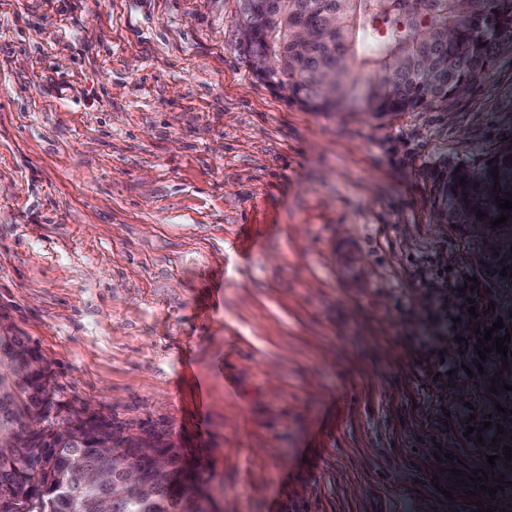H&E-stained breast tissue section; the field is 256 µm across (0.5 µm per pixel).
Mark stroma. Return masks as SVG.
I'll list each match as a JSON object with an SVG mask.
<instances>
[{"mask_svg": "<svg viewBox=\"0 0 512 512\" xmlns=\"http://www.w3.org/2000/svg\"><path fill=\"white\" fill-rule=\"evenodd\" d=\"M236 14L0 0V314L70 413L166 432L216 512H477L453 470L491 456L480 499L512 512V366L432 378L482 325L460 288L506 320L512 277L428 177L512 141V49L427 109L311 112L253 75Z\"/></svg>", "mask_w": 512, "mask_h": 512, "instance_id": "obj_1", "label": "stroma"}]
</instances>
